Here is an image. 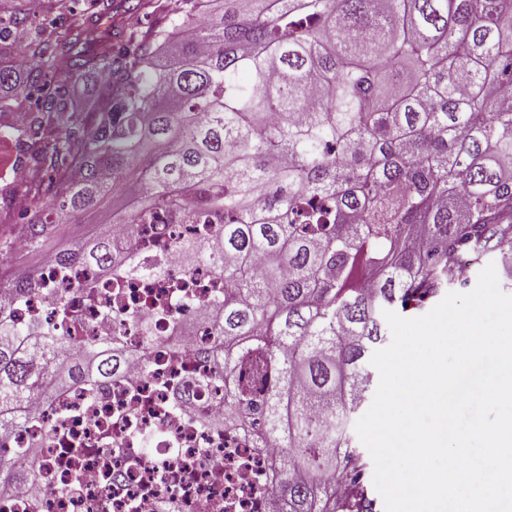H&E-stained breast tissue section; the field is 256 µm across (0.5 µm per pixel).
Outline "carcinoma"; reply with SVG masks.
Here are the masks:
<instances>
[{"mask_svg": "<svg viewBox=\"0 0 512 512\" xmlns=\"http://www.w3.org/2000/svg\"><path fill=\"white\" fill-rule=\"evenodd\" d=\"M57 21L32 27L27 0L0 16V112L32 114L35 209L103 205L130 176L124 210L60 266L118 281L135 270L112 246L171 212L197 225L178 243L224 279L205 314L215 345L204 385L215 429L271 448L272 512H374L368 460L347 432L384 343L383 311L418 314L464 259L512 256V0H44ZM147 12L146 29L88 27ZM107 75L80 108L70 81ZM52 232L37 215L32 248ZM35 273L0 285V435L40 426L30 403L88 392L134 352L112 335L68 341L64 323L16 324L12 300ZM0 452V502L34 480L44 446Z\"/></svg>", "mask_w": 512, "mask_h": 512, "instance_id": "carcinoma-1", "label": "carcinoma"}]
</instances>
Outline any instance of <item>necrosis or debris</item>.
<instances>
[{"instance_id":"necrosis-or-debris-1","label":"necrosis or debris","mask_w":512,"mask_h":512,"mask_svg":"<svg viewBox=\"0 0 512 512\" xmlns=\"http://www.w3.org/2000/svg\"><path fill=\"white\" fill-rule=\"evenodd\" d=\"M191 233V225L164 216L145 232L115 238L120 251L141 257L143 237H155L168 277L135 273L118 287L102 280L89 295L84 286L93 271L65 269L51 257L40 270L43 291L14 305L16 322L51 321L58 295L68 294V334L79 343L117 331L129 349H138V321L145 315L155 332L150 365L131 364L101 382L93 396L72 390L39 404L49 439L35 462L38 480L15 495L27 512H266L268 454L248 448L241 436L201 426L195 414L211 404L197 383L208 366L196 348L213 339L199 319L224 283L187 268L175 243ZM182 323L195 326L196 334L175 353L170 339ZM177 391L189 397L192 410L173 408Z\"/></svg>"}]
</instances>
